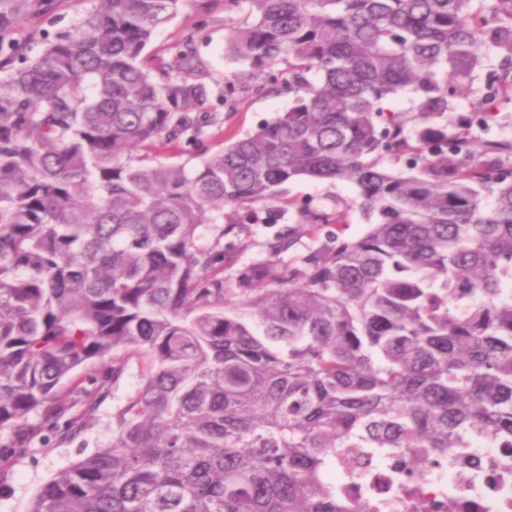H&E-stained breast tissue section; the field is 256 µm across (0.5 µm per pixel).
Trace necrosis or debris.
<instances>
[{"label":"necrosis or debris","instance_id":"4bbe7bcc","mask_svg":"<svg viewBox=\"0 0 512 512\" xmlns=\"http://www.w3.org/2000/svg\"><path fill=\"white\" fill-rule=\"evenodd\" d=\"M467 453L470 463L452 459L410 481L401 473L395 449L366 456L361 449L344 448L336 464V490L377 512H512V452L478 436Z\"/></svg>","mask_w":512,"mask_h":512}]
</instances>
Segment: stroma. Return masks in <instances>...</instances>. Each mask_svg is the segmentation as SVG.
Listing matches in <instances>:
<instances>
[{
    "instance_id": "1",
    "label": "stroma",
    "mask_w": 512,
    "mask_h": 512,
    "mask_svg": "<svg viewBox=\"0 0 512 512\" xmlns=\"http://www.w3.org/2000/svg\"><path fill=\"white\" fill-rule=\"evenodd\" d=\"M95 6L96 0H57L51 12L33 11L22 16L15 24L13 35L21 40H43L68 29ZM246 12L243 5L225 8L224 0H208L203 7L198 6L196 0H190L174 20L157 29L147 48L148 53L174 66L184 46H191L202 65L201 79L212 92L214 124L206 128L199 145H179L182 159H189L198 152L210 155L222 150L225 141L250 133L290 106L286 96L268 95L252 88L236 93L232 105L223 103L226 77L243 69L228 49L227 23L243 21ZM357 197L358 189L353 184L300 178L285 185L279 199L253 205L244 213L241 224L224 238L208 233L205 244H220L225 253L234 257L233 263L224 269L227 303L237 299L234 286L239 272L266 258L267 243L277 232L289 227L298 230L294 249L280 257L285 266L292 262L295 254L317 245L315 235L302 223V210L342 208L346 212L341 227L343 237L362 236L368 221L355 204ZM143 375L144 365L136 356L127 359L123 373L117 378L112 375V362L108 359L80 370L77 378L83 387L91 392L104 389V396H98L88 424L80 434L65 439L55 430L46 428L37 432L30 444L0 453V512H28L33 500L55 474L111 445L112 415L139 391Z\"/></svg>"
}]
</instances>
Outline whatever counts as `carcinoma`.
I'll list each match as a JSON object with an SVG mask.
<instances>
[{
  "label": "carcinoma",
  "mask_w": 512,
  "mask_h": 512,
  "mask_svg": "<svg viewBox=\"0 0 512 512\" xmlns=\"http://www.w3.org/2000/svg\"><path fill=\"white\" fill-rule=\"evenodd\" d=\"M243 1L229 50L293 105L190 167L156 147L204 136L200 63L144 55L187 0H98L36 51L12 27L54 0H0V431L67 415L93 360L145 363L112 445L28 512H366L329 477L339 448L428 449L406 477L476 434L512 450V138L439 123L483 44L475 118L512 95V0ZM301 177L355 185L366 232L286 268L297 230L277 234L224 305L203 227Z\"/></svg>",
  "instance_id": "cac0c4a2"
}]
</instances>
